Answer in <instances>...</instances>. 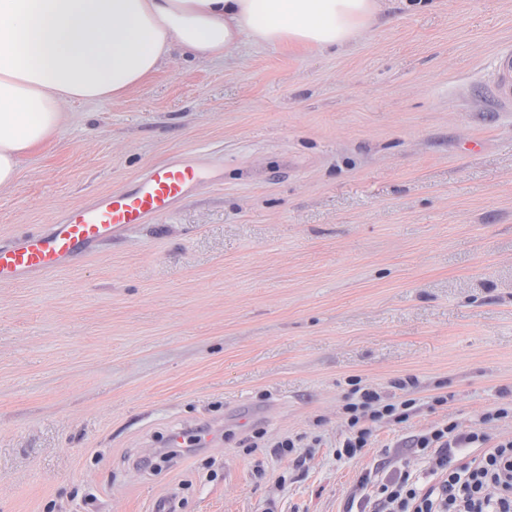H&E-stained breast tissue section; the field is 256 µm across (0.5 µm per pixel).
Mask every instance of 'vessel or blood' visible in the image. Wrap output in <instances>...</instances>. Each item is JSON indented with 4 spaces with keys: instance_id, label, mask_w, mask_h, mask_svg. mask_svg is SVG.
I'll list each match as a JSON object with an SVG mask.
<instances>
[{
    "instance_id": "vessel-or-blood-1",
    "label": "vessel or blood",
    "mask_w": 512,
    "mask_h": 512,
    "mask_svg": "<svg viewBox=\"0 0 512 512\" xmlns=\"http://www.w3.org/2000/svg\"><path fill=\"white\" fill-rule=\"evenodd\" d=\"M491 96L499 107L512 106L510 47L497 56ZM202 179L203 171L191 157L153 166L131 187L71 209L48 229L30 231L0 245V283L24 281L74 263L122 229L168 214Z\"/></svg>"
}]
</instances>
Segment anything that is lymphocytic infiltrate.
<instances>
[{"label":"lymphocytic infiltrate","mask_w":512,"mask_h":512,"mask_svg":"<svg viewBox=\"0 0 512 512\" xmlns=\"http://www.w3.org/2000/svg\"><path fill=\"white\" fill-rule=\"evenodd\" d=\"M349 384L342 406L346 435L336 449L340 459L360 455L376 426L406 422L419 408L411 395L386 401L360 379ZM410 446L425 460L426 476L404 470L364 474L351 499L355 512H512V437L493 442L483 431L449 420L415 435ZM463 448L474 449V456L460 458Z\"/></svg>","instance_id":"obj_1"}]
</instances>
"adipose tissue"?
<instances>
[{
    "mask_svg": "<svg viewBox=\"0 0 512 512\" xmlns=\"http://www.w3.org/2000/svg\"><path fill=\"white\" fill-rule=\"evenodd\" d=\"M378 12V0H0V189L52 141L65 103L120 98L173 50L340 49Z\"/></svg>",
    "mask_w": 512,
    "mask_h": 512,
    "instance_id": "adipose-tissue-1",
    "label": "adipose tissue"
}]
</instances>
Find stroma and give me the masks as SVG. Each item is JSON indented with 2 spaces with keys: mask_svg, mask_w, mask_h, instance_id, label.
Instances as JSON below:
<instances>
[{
  "mask_svg": "<svg viewBox=\"0 0 512 512\" xmlns=\"http://www.w3.org/2000/svg\"><path fill=\"white\" fill-rule=\"evenodd\" d=\"M342 52L174 54L73 102L0 191V243L181 152L204 181L72 266L0 284V512H345L446 419L512 420V0H383ZM420 408L336 456L350 378ZM448 397L445 405L433 396ZM195 430L200 447L142 468ZM262 432L261 447L243 441ZM313 444L304 465L276 452ZM493 102L500 108L512 106V48H503L496 60L495 76L491 86Z\"/></svg>",
  "mask_w": 512,
  "mask_h": 512,
  "instance_id": "stroma-1",
  "label": "stroma"
}]
</instances>
